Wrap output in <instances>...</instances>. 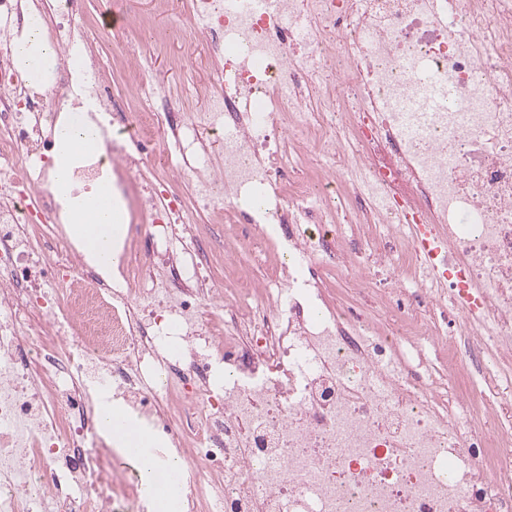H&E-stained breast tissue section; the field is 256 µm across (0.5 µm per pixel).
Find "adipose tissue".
I'll return each instance as SVG.
<instances>
[{"label": "adipose tissue", "instance_id": "1", "mask_svg": "<svg viewBox=\"0 0 512 512\" xmlns=\"http://www.w3.org/2000/svg\"><path fill=\"white\" fill-rule=\"evenodd\" d=\"M52 188L65 197L70 211L69 233L83 249L90 265L104 278H111L120 263L122 243L127 233L125 208L119 196L102 189L92 195L69 197L68 173L73 162L92 148L101 147L97 125L80 120L63 129L57 138ZM99 422L109 442L117 450L156 448L159 438L146 428L135 425L132 415L102 400L97 408Z\"/></svg>", "mask_w": 512, "mask_h": 512}]
</instances>
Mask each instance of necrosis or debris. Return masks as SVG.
I'll list each match as a JSON object with an SVG mask.
<instances>
[{"instance_id": "4bbe7bcc", "label": "necrosis or debris", "mask_w": 512, "mask_h": 512, "mask_svg": "<svg viewBox=\"0 0 512 512\" xmlns=\"http://www.w3.org/2000/svg\"><path fill=\"white\" fill-rule=\"evenodd\" d=\"M20 2L0 0V512H119L104 391L183 461L178 512H512V0H178L213 65L200 112L110 93L73 0H34L57 63L33 90ZM87 87L104 147L69 187L112 184L141 242L114 288L49 188ZM419 310L479 381L431 370Z\"/></svg>"}]
</instances>
